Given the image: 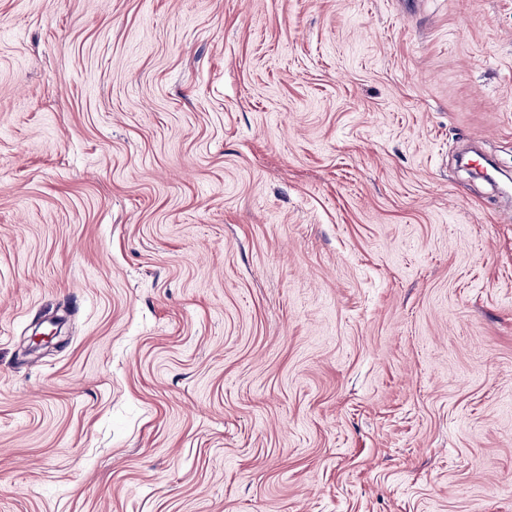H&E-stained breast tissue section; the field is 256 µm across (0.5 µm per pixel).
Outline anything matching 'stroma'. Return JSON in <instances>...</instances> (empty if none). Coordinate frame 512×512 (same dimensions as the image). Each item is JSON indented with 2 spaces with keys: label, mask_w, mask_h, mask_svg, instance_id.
<instances>
[{
  "label": "stroma",
  "mask_w": 512,
  "mask_h": 512,
  "mask_svg": "<svg viewBox=\"0 0 512 512\" xmlns=\"http://www.w3.org/2000/svg\"><path fill=\"white\" fill-rule=\"evenodd\" d=\"M509 179L512 0H0V512H512Z\"/></svg>",
  "instance_id": "stroma-1"
}]
</instances>
